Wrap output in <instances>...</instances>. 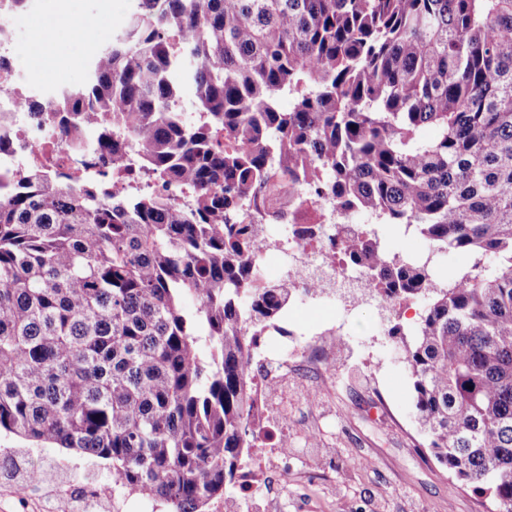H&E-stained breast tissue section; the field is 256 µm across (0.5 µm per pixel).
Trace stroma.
<instances>
[{
    "label": "stroma",
    "instance_id": "35a3bbf8",
    "mask_svg": "<svg viewBox=\"0 0 512 512\" xmlns=\"http://www.w3.org/2000/svg\"><path fill=\"white\" fill-rule=\"evenodd\" d=\"M289 315L291 329L308 336L334 329L336 355L318 375L289 367L288 403L308 411L288 430V458L268 465L263 496L281 512H488L422 447L411 382L375 304L314 301ZM11 448L26 449L35 466L60 461L78 483L112 480L108 462L0 432V454Z\"/></svg>",
    "mask_w": 512,
    "mask_h": 512
}]
</instances>
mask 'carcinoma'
<instances>
[{"instance_id": "cac0c4a2", "label": "carcinoma", "mask_w": 512, "mask_h": 512, "mask_svg": "<svg viewBox=\"0 0 512 512\" xmlns=\"http://www.w3.org/2000/svg\"><path fill=\"white\" fill-rule=\"evenodd\" d=\"M61 107L73 143L102 124L100 165L0 197V431L108 460L168 512H238L253 337L295 294L260 282L257 234L317 196L426 241L303 230L394 316L422 446L512 504V0H140ZM133 167L159 188H114Z\"/></svg>"}]
</instances>
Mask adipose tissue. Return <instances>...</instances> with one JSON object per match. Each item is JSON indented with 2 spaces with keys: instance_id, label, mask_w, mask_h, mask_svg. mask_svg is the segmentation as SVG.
I'll list each match as a JSON object with an SVG mask.
<instances>
[{
  "instance_id": "ef3b65f1",
  "label": "adipose tissue",
  "mask_w": 512,
  "mask_h": 512,
  "mask_svg": "<svg viewBox=\"0 0 512 512\" xmlns=\"http://www.w3.org/2000/svg\"><path fill=\"white\" fill-rule=\"evenodd\" d=\"M83 14L71 13L69 21H62L56 12H48L34 23L35 35L30 44L29 62L38 73H49L56 61V42L58 35H66L67 39L78 46H86L89 37L84 32Z\"/></svg>"
}]
</instances>
